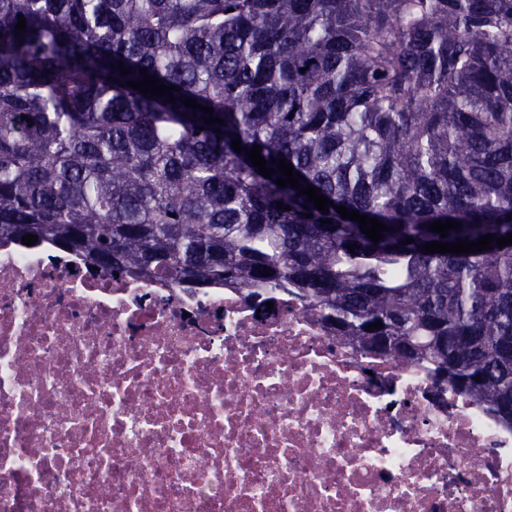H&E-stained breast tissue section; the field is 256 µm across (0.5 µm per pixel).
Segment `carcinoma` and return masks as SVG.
<instances>
[{"label": "carcinoma", "mask_w": 512, "mask_h": 512, "mask_svg": "<svg viewBox=\"0 0 512 512\" xmlns=\"http://www.w3.org/2000/svg\"><path fill=\"white\" fill-rule=\"evenodd\" d=\"M142 68L177 102L127 86ZM489 233H512V0H0V241L280 290L512 424V245L422 251Z\"/></svg>", "instance_id": "1"}]
</instances>
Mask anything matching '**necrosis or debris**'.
Returning a JSON list of instances; mask_svg holds the SVG:
<instances>
[{
  "label": "necrosis or debris",
  "mask_w": 512,
  "mask_h": 512,
  "mask_svg": "<svg viewBox=\"0 0 512 512\" xmlns=\"http://www.w3.org/2000/svg\"><path fill=\"white\" fill-rule=\"evenodd\" d=\"M292 296L0 244V512H512V425Z\"/></svg>",
  "instance_id": "4bbe7bcc"
}]
</instances>
